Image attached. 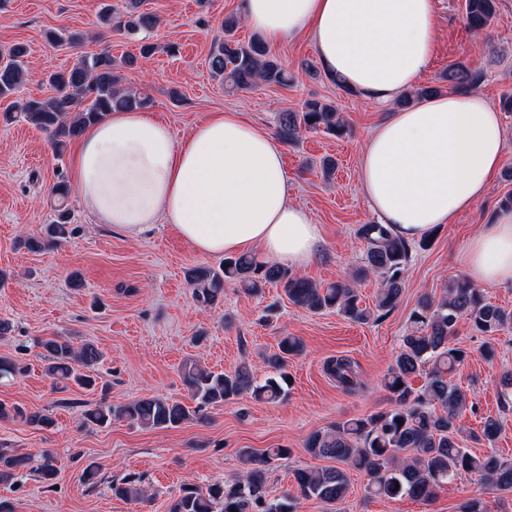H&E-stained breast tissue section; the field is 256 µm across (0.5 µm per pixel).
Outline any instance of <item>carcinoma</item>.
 Returning a JSON list of instances; mask_svg holds the SVG:
<instances>
[{"instance_id": "obj_1", "label": "carcinoma", "mask_w": 512, "mask_h": 512, "mask_svg": "<svg viewBox=\"0 0 512 512\" xmlns=\"http://www.w3.org/2000/svg\"><path fill=\"white\" fill-rule=\"evenodd\" d=\"M496 0H465V20L472 31L488 26L496 12ZM101 23L129 34L148 31L158 24L153 13L140 12L134 0H127L124 12L116 13L105 6ZM238 19H224V40L216 45L209 58L213 75L222 78L229 92L248 90L260 83L286 85L292 75L260 40L243 43L235 38ZM28 49L23 44L8 48L6 61H0V100L14 96L25 81ZM134 59L117 61L112 53L102 50L81 58L71 69L50 75L48 82L54 95L44 99L30 98L4 109V117L22 118L44 131L61 152L86 127L99 122L108 113L135 110L149 100L126 93L120 88L121 69ZM441 81L452 90L470 89L481 84L483 75L462 63H453L442 73ZM442 91L439 86L415 87L397 101L407 107ZM323 130L342 136L346 126L337 117L333 105L308 100L298 112H284L279 119L278 138L288 144L299 137L301 130ZM52 193L60 199L54 208L55 221L43 233L26 237L22 245L29 251L41 252L60 245L70 234L71 209L65 204L68 189L58 183ZM358 238L365 243L364 261L353 279L362 280L371 274L383 278L378 292L376 310L386 313L398 304L412 255V244L395 236L383 224H362ZM195 303L201 308L212 306L224 295V285L234 282L246 292L259 295L268 284L283 288L288 301L313 313L334 310L344 318L358 323L371 319L372 312L360 306L357 289L351 283L336 282L319 287L296 276L287 269L257 260L252 254L224 258L217 268L197 266L188 273ZM469 320L473 330L487 337L483 354L491 360L496 356L493 336L512 324V311L486 300L482 291L460 277L448 282L446 296L438 303L422 299L410 314L411 326L403 336L393 365L383 387L388 393L389 407L364 418L341 420L326 429L312 432L304 443L307 451L319 458L331 459L336 466L324 469H297L293 478L297 491L304 498L314 497L327 506L344 500L349 491L345 468L365 471L370 477L367 492L374 497L407 496L427 501L443 485L461 474H473L498 492L512 494V464L502 463L495 455H481L463 446L457 420L467 409L468 398L461 387L452 382L450 373L461 364L466 352L452 343L459 319ZM46 374L54 380L71 381L83 389L96 386V379L81 372L102 359L92 343L76 348L65 336H52L39 341ZM302 351L300 339L285 336L278 352L268 359L272 374L258 382L243 365L235 371L214 372L187 361L181 367L182 381L197 400L189 408L177 400L150 396L121 406L103 402L84 410L86 426L105 428L112 419H124L132 425L149 429H175L199 415L206 407H214L244 393L258 400L277 401L284 395L287 382L288 357ZM329 374L348 392L359 385L351 360L340 357L326 365ZM25 371L17 360L0 356V378L16 377ZM425 372L421 390L411 380ZM20 418L32 426L50 427L51 416L27 413L20 407L0 403V420ZM501 431L498 418L487 416L480 432L471 440L486 446L494 445ZM288 453L286 448H270L258 454L250 448L239 451L246 466L245 480L226 487L216 480L206 490L185 485L169 506L168 512H294L283 501H268L262 494L270 465ZM28 466V458L12 455L0 448V483L14 479L17 471ZM112 492L125 498H137L142 489L130 478L112 485Z\"/></svg>"}]
</instances>
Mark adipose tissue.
I'll return each mask as SVG.
<instances>
[{"mask_svg": "<svg viewBox=\"0 0 512 512\" xmlns=\"http://www.w3.org/2000/svg\"><path fill=\"white\" fill-rule=\"evenodd\" d=\"M269 47L309 35L326 74L388 113L366 140L359 178L378 223L415 241L485 199L499 169L502 116L478 92L394 101L428 70L438 37L434 0H240ZM78 197L98 223L137 237L169 225L204 255L252 251L308 266L321 225L288 198L282 150L238 112H215L183 139L146 111L88 126L72 162ZM476 285H512V211L495 210L461 258Z\"/></svg>", "mask_w": 512, "mask_h": 512, "instance_id": "adipose-tissue-1", "label": "adipose tissue"}]
</instances>
